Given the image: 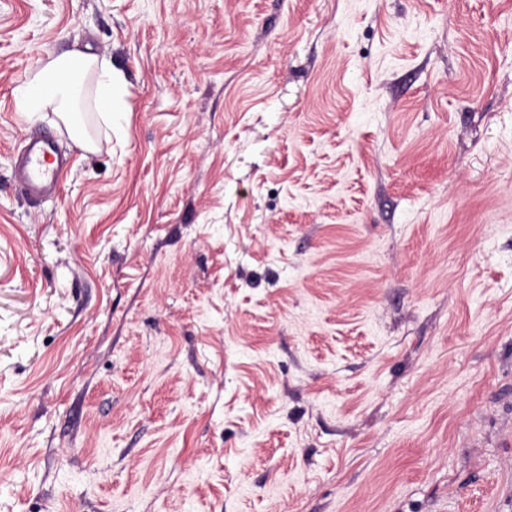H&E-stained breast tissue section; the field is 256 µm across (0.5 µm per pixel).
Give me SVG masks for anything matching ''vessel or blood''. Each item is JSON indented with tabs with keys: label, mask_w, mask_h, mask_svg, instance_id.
Returning <instances> with one entry per match:
<instances>
[{
	"label": "vessel or blood",
	"mask_w": 512,
	"mask_h": 512,
	"mask_svg": "<svg viewBox=\"0 0 512 512\" xmlns=\"http://www.w3.org/2000/svg\"><path fill=\"white\" fill-rule=\"evenodd\" d=\"M14 175L32 199H40L51 192L60 176L56 137L49 135L32 140L17 162Z\"/></svg>",
	"instance_id": "1"
}]
</instances>
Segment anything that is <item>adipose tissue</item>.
<instances>
[{"label":"adipose tissue","mask_w":512,"mask_h":512,"mask_svg":"<svg viewBox=\"0 0 512 512\" xmlns=\"http://www.w3.org/2000/svg\"><path fill=\"white\" fill-rule=\"evenodd\" d=\"M78 74L91 78L93 106L104 125H111L113 113L125 107L122 78L107 59L81 52L59 55L36 69L14 91L17 111L31 116L52 106L62 120H69L76 110L73 79Z\"/></svg>","instance_id":"adipose-tissue-1"}]
</instances>
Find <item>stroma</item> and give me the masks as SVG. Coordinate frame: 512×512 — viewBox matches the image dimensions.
<instances>
[{"label":"stroma","instance_id":"1","mask_svg":"<svg viewBox=\"0 0 512 512\" xmlns=\"http://www.w3.org/2000/svg\"><path fill=\"white\" fill-rule=\"evenodd\" d=\"M0 512H512V0H0ZM75 74L84 78L92 76L93 106L99 112L106 129L112 131V112L123 110L125 103L121 94L122 78L104 57L81 52H69L55 57L36 69L14 90L15 105L17 112L28 117L54 105L61 119L72 128L75 140L92 147L94 141L87 132L70 122V114L76 112ZM47 89H51L52 93L47 94ZM57 143L53 135L32 140L15 166V178L32 199H41L57 184L60 176Z\"/></svg>","mask_w":512,"mask_h":512}]
</instances>
